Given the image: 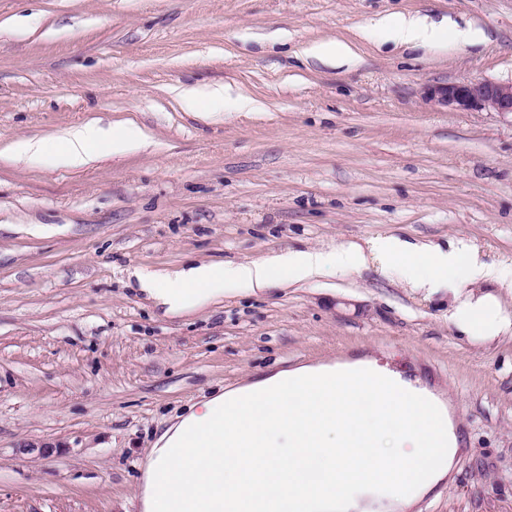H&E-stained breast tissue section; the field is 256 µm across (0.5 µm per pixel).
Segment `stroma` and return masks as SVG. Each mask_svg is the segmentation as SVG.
Masks as SVG:
<instances>
[{
  "instance_id": "35a3bbf8",
  "label": "stroma",
  "mask_w": 512,
  "mask_h": 512,
  "mask_svg": "<svg viewBox=\"0 0 512 512\" xmlns=\"http://www.w3.org/2000/svg\"><path fill=\"white\" fill-rule=\"evenodd\" d=\"M480 30L396 46L415 14ZM339 39L353 67L306 59ZM512 79V0H0V512H134L138 465L217 389L372 360L452 407L465 452L410 512H512V338L462 335L451 282L359 269L174 315L141 277L387 235L512 261V119L424 87ZM239 101L186 112L176 87ZM98 119L150 148L17 164Z\"/></svg>"
}]
</instances>
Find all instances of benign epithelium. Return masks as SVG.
Segmentation results:
<instances>
[{
	"instance_id": "7a95c632",
	"label": "benign epithelium",
	"mask_w": 512,
	"mask_h": 512,
	"mask_svg": "<svg viewBox=\"0 0 512 512\" xmlns=\"http://www.w3.org/2000/svg\"><path fill=\"white\" fill-rule=\"evenodd\" d=\"M423 100L441 109L497 112L512 116V81L463 79L429 86Z\"/></svg>"
}]
</instances>
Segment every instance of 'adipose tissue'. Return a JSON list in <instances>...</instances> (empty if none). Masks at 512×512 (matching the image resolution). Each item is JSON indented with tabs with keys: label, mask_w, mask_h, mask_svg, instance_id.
I'll use <instances>...</instances> for the list:
<instances>
[{
	"label": "adipose tissue",
	"mask_w": 512,
	"mask_h": 512,
	"mask_svg": "<svg viewBox=\"0 0 512 512\" xmlns=\"http://www.w3.org/2000/svg\"><path fill=\"white\" fill-rule=\"evenodd\" d=\"M149 144L140 128L93 119L51 141L19 139L7 152L82 168L102 153ZM371 255L416 288L431 276L459 281L449 320L462 333L512 335L498 295L468 289L489 280L512 295V268L486 263L463 241L443 249L383 236L366 248L291 250L198 265L151 280L147 290L180 313L233 287L255 294L277 282L352 271ZM460 453L448 417L434 414L427 390L399 373L363 362L302 365L202 397L175 417L139 465L135 498L139 512H406L450 477Z\"/></svg>",
	"instance_id": "obj_1"
}]
</instances>
